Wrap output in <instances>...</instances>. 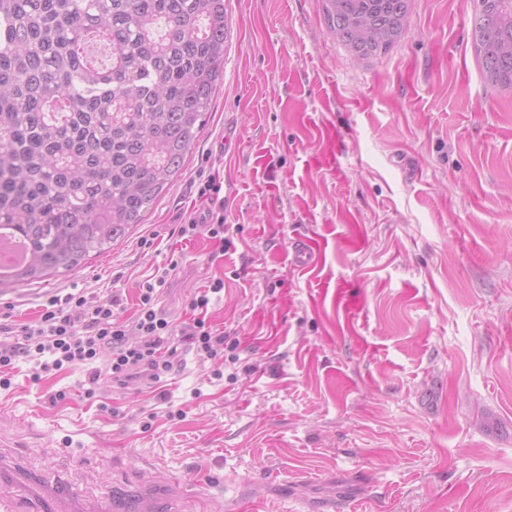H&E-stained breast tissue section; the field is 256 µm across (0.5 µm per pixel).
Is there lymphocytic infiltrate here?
<instances>
[{
    "mask_svg": "<svg viewBox=\"0 0 512 512\" xmlns=\"http://www.w3.org/2000/svg\"><path fill=\"white\" fill-rule=\"evenodd\" d=\"M223 185L209 178L200 188V195L214 204L210 221L199 224L188 221L177 225L181 238L206 235L217 244H224ZM171 270L156 268L143 283L136 315L132 321L119 318L113 302L94 301L83 293L51 296L33 321L14 327L0 323V388L11 385L9 372L17 359L32 364V376L58 372L75 365L91 366L84 394L94 398L101 378L127 387L133 380L147 385L160 382L162 375L171 373L177 362V349L171 338L183 336L197 356L223 360L225 336L205 319L214 294L224 289L223 279H215L208 288L198 291L190 300L194 318L174 324L158 306V290L164 287ZM109 352L106 370L95 369L102 352Z\"/></svg>",
    "mask_w": 512,
    "mask_h": 512,
    "instance_id": "1",
    "label": "lymphocytic infiltrate"
}]
</instances>
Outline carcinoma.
I'll use <instances>...</instances> for the list:
<instances>
[{"instance_id":"carcinoma-1","label":"carcinoma","mask_w":512,"mask_h":512,"mask_svg":"<svg viewBox=\"0 0 512 512\" xmlns=\"http://www.w3.org/2000/svg\"><path fill=\"white\" fill-rule=\"evenodd\" d=\"M321 2L365 59L403 36L411 0ZM473 34L512 89V0H476ZM227 36L224 0H0V225L28 244L0 284L75 270L142 223L198 142Z\"/></svg>"}]
</instances>
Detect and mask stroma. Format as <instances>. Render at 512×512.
<instances>
[{"mask_svg": "<svg viewBox=\"0 0 512 512\" xmlns=\"http://www.w3.org/2000/svg\"><path fill=\"white\" fill-rule=\"evenodd\" d=\"M475 0H412L403 37L358 60L320 0H227L224 82L142 224L72 272L0 285L35 318L77 289L135 312L154 268L174 320L194 292L231 340L223 377L183 351L154 387L89 370L0 389V497L69 512H512V91L472 43ZM223 182L229 244L179 240ZM311 240L318 265L294 267ZM66 398L53 401L56 391ZM182 417H169L170 408Z\"/></svg>", "mask_w": 512, "mask_h": 512, "instance_id": "stroma-1", "label": "stroma"}]
</instances>
